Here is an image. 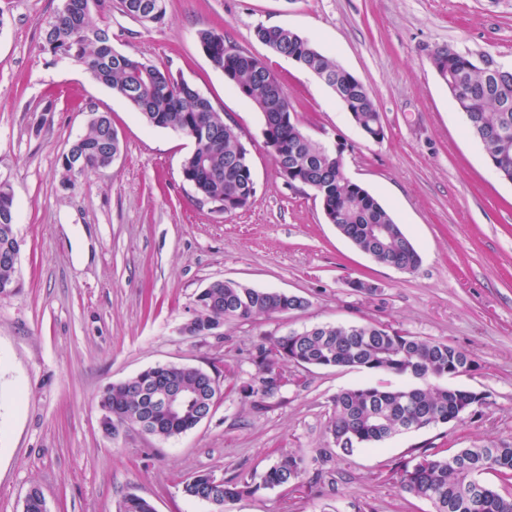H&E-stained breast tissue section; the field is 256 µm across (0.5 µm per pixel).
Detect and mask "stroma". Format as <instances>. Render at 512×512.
<instances>
[{"label": "stroma", "instance_id": "obj_1", "mask_svg": "<svg viewBox=\"0 0 512 512\" xmlns=\"http://www.w3.org/2000/svg\"><path fill=\"white\" fill-rule=\"evenodd\" d=\"M62 0H0V181L16 194L18 290L0 294V512H23L38 488L48 512H119L127 494L155 512H213L186 479L259 473L276 450L313 459L299 488L244 496L226 512H434L388 476L429 443H512V182L479 142L430 63L451 44L512 65V0H167L145 26L113 8L112 45L170 69L210 99L249 146L256 195L227 216L196 204L181 175L189 139L147 125L81 66L42 51ZM278 26L331 52L372 92L384 136L372 140L331 89L254 34ZM223 31L280 76L304 131L343 148L347 177L389 209L420 257L405 273L376 263L324 218L319 198L288 185L262 136L261 113L202 52ZM106 112L121 150L104 170L62 185L60 159ZM234 280L307 299L306 308L213 335L182 333L199 291ZM361 279L369 296L350 288ZM381 321L465 350L454 386L489 405L458 426L409 431L338 454L327 428L338 389L399 384L393 375L283 364L296 380L254 408L222 392L212 415L169 441L100 427L99 392L148 367L180 363L226 383L249 381L258 346L322 323Z\"/></svg>", "mask_w": 512, "mask_h": 512}]
</instances>
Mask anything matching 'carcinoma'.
I'll use <instances>...</instances> for the list:
<instances>
[{"instance_id":"cac0c4a2","label":"carcinoma","mask_w":512,"mask_h":512,"mask_svg":"<svg viewBox=\"0 0 512 512\" xmlns=\"http://www.w3.org/2000/svg\"><path fill=\"white\" fill-rule=\"evenodd\" d=\"M74 9L58 11L44 30L43 50L80 64L91 76L112 89L144 120L157 128L189 134L192 151L182 161V175L197 202L206 199L224 205L232 215L248 208L256 194L251 153L224 121L211 101L167 68L112 47L108 17L112 0H73ZM121 10L142 24L162 25L166 0H121ZM256 36L274 53L310 72L333 77L327 84L365 136L381 124L373 96L366 85L307 37L281 27L259 26ZM210 61L231 77L242 96L261 112L263 136L277 145L273 154L278 170H288V181L299 182L320 199L323 214L338 232L375 262L412 273L421 258L411 239L392 214L362 185L340 171L341 146L313 140L302 129L276 74L267 63L235 49L224 32L197 34ZM431 63L451 97L462 90L463 113L469 133L479 141L496 175L512 182V69L488 75L474 55L452 45L437 48ZM82 159V173L105 169L120 150V138L106 113L96 115L87 132L71 144ZM15 193L0 182V293L19 287L16 264L3 257L7 243L3 225L12 223ZM305 298L277 290H259L235 281L216 280L196 297L189 335L209 336L226 321L247 322L260 316L307 307ZM319 368H348L408 379L400 386L366 384L341 389L331 397L334 410L329 433L336 450L350 455L357 448L376 447L401 429H433L460 423L461 410H473L485 395L445 383L465 371L471 357L442 341L424 340L381 322L323 324L279 337L271 349L258 348L253 363L256 376L232 389L242 397L266 402L282 397L289 382L267 375L270 358ZM167 388L185 391L187 403L172 417L157 405ZM220 382L194 366L169 364L144 369L101 391L99 406L107 419L120 426L144 425L152 436L170 440L195 428L199 416L221 393ZM421 459L405 463L393 474L408 495L431 502L435 512H512V445L494 448H437L429 445ZM309 461L299 452H281L262 473L227 480L221 489L210 486L211 474L183 483V493L208 501L216 512L244 495L295 486ZM492 473L497 482L483 480ZM122 512H155L146 498L128 494Z\"/></svg>"}]
</instances>
